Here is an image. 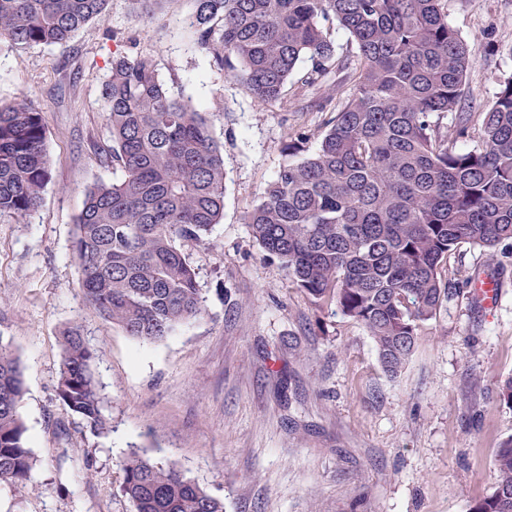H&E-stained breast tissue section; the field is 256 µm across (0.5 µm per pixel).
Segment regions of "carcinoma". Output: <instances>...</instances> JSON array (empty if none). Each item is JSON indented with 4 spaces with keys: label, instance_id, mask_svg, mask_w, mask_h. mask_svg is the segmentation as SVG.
Instances as JSON below:
<instances>
[{
    "label": "carcinoma",
    "instance_id": "cac0c4a2",
    "mask_svg": "<svg viewBox=\"0 0 512 512\" xmlns=\"http://www.w3.org/2000/svg\"><path fill=\"white\" fill-rule=\"evenodd\" d=\"M107 0H0V41L64 45L104 17ZM197 42L258 103L283 98L303 60L305 89L330 62L351 74L318 146L288 141L286 160L246 214L253 239L314 303L363 325L395 374L422 325L460 293L445 278L463 244L489 254L512 240V74L485 111H459L475 46L448 24L445 0H194ZM357 46L335 58L324 22ZM122 177L96 182L75 219L72 254L88 305L128 335L159 342L204 312L184 241L224 214V154L206 112L171 93L152 56L112 59L102 86ZM452 117L449 125L443 123ZM479 118L477 140L469 137ZM50 180L46 128L27 101L0 105V215L36 211ZM57 394L90 428L108 430L96 357L82 326L61 331ZM19 359L0 347V484L30 477ZM493 491L470 512H512V438L494 458ZM122 491L135 512H224L172 463L133 451Z\"/></svg>",
    "mask_w": 512,
    "mask_h": 512
}]
</instances>
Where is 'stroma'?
Here are the masks:
<instances>
[{"instance_id":"stroma-1","label":"stroma","mask_w":512,"mask_h":512,"mask_svg":"<svg viewBox=\"0 0 512 512\" xmlns=\"http://www.w3.org/2000/svg\"><path fill=\"white\" fill-rule=\"evenodd\" d=\"M447 4L449 24L476 45L464 102L481 112L512 73V0ZM193 12V0H108L103 19L66 46L0 42V104L26 98L41 110L50 158L39 209L0 216V346L20 358L36 459L25 485H0V512H135L120 491L134 450L174 463L224 512H468L493 487L494 454L512 437V408L498 398L512 376V249L451 255L459 296L387 373L366 328L313 304L244 222L290 136L325 129L334 112L314 102L345 73L328 67L302 96L311 64L301 62L280 101L258 104L198 46ZM120 53L153 56L224 145V217L182 246L204 313L157 343L86 304L72 258L88 188L121 175L101 161L110 144L101 89ZM483 275L501 286L498 307L471 286ZM73 323L97 351L102 434L57 395L59 336Z\"/></svg>"}]
</instances>
